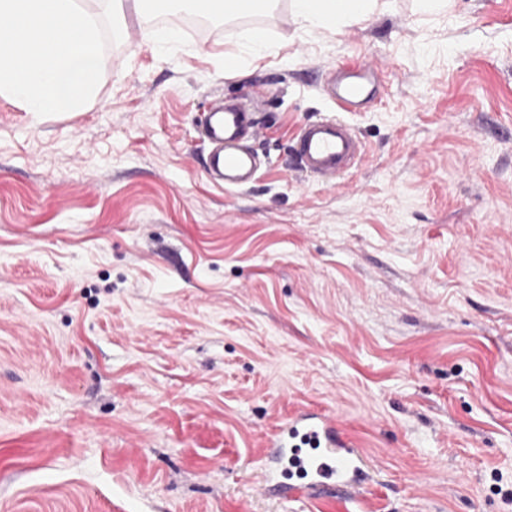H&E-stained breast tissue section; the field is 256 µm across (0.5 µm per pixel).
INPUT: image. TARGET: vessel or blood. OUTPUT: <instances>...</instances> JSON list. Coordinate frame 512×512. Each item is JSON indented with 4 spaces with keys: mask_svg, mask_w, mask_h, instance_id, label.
Wrapping results in <instances>:
<instances>
[{
    "mask_svg": "<svg viewBox=\"0 0 512 512\" xmlns=\"http://www.w3.org/2000/svg\"><path fill=\"white\" fill-rule=\"evenodd\" d=\"M384 83L382 71L366 62L349 61L329 71L323 89L337 113L299 126L292 152L302 175L332 184L358 165L364 145L342 115L365 109ZM261 131L256 100L240 97L210 104L201 137L208 147L204 170L215 185L236 190L256 180L260 163L254 145ZM268 445L267 489L283 500L336 493L359 501L373 484L358 448L334 418L298 412L276 430Z\"/></svg>",
    "mask_w": 512,
    "mask_h": 512,
    "instance_id": "vessel-or-blood-1",
    "label": "vessel or blood"
}]
</instances>
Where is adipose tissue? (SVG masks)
<instances>
[{
	"mask_svg": "<svg viewBox=\"0 0 512 512\" xmlns=\"http://www.w3.org/2000/svg\"><path fill=\"white\" fill-rule=\"evenodd\" d=\"M290 4L301 27L319 30L362 22L380 7L379 0H290Z\"/></svg>",
	"mask_w": 512,
	"mask_h": 512,
	"instance_id": "adipose-tissue-1",
	"label": "adipose tissue"
}]
</instances>
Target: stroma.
Segmentation results:
<instances>
[{"instance_id": "obj_1", "label": "stroma", "mask_w": 512, "mask_h": 512, "mask_svg": "<svg viewBox=\"0 0 512 512\" xmlns=\"http://www.w3.org/2000/svg\"><path fill=\"white\" fill-rule=\"evenodd\" d=\"M123 25L86 110L0 98V512H512V0ZM350 59L389 75L344 115L365 155L302 178ZM257 89L265 166L221 189L197 117ZM302 410L374 469L363 500L263 493ZM379 0H291L292 13L302 28L334 30L360 23L384 6Z\"/></svg>"}]
</instances>
